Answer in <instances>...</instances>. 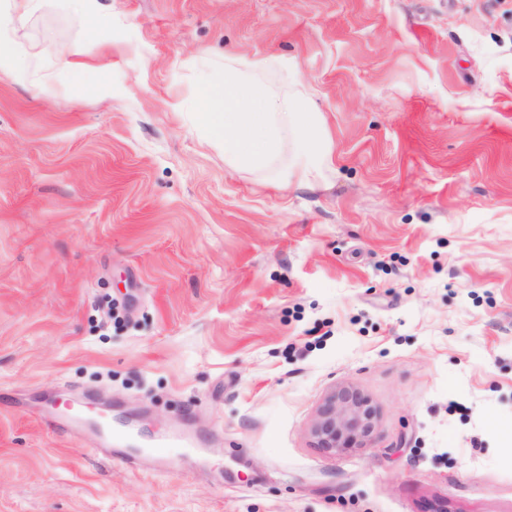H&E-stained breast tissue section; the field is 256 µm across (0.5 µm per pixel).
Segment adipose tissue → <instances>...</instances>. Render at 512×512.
I'll return each mask as SVG.
<instances>
[{"mask_svg": "<svg viewBox=\"0 0 512 512\" xmlns=\"http://www.w3.org/2000/svg\"><path fill=\"white\" fill-rule=\"evenodd\" d=\"M47 3L48 0H0V73L30 85L42 97L53 93L61 82L74 93H84L98 77L93 66L68 61L59 69L35 70L26 60L23 24Z\"/></svg>", "mask_w": 512, "mask_h": 512, "instance_id": "1", "label": "adipose tissue"}]
</instances>
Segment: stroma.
Masks as SVG:
<instances>
[{
	"label": "stroma",
	"mask_w": 512,
	"mask_h": 512,
	"mask_svg": "<svg viewBox=\"0 0 512 512\" xmlns=\"http://www.w3.org/2000/svg\"><path fill=\"white\" fill-rule=\"evenodd\" d=\"M65 0L0 74V512H512V0ZM279 55L323 112L315 190L191 120L203 63ZM343 384L369 447L312 425ZM94 401L156 464L39 415ZM49 0L0 1V73L13 76L30 85L41 97L54 92L56 84L63 82L72 92L82 94L98 77L93 66L68 61L61 69H31L25 55L23 24L31 15L47 6ZM378 412L370 400L351 387L334 389L318 410L312 433L319 448L338 455L369 447Z\"/></svg>",
	"instance_id": "stroma-1"
}]
</instances>
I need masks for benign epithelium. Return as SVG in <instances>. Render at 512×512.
<instances>
[{
  "instance_id": "1",
  "label": "benign epithelium",
  "mask_w": 512,
  "mask_h": 512,
  "mask_svg": "<svg viewBox=\"0 0 512 512\" xmlns=\"http://www.w3.org/2000/svg\"><path fill=\"white\" fill-rule=\"evenodd\" d=\"M378 412L370 400L351 387L333 390L318 410L312 433L318 447L338 455L369 447Z\"/></svg>"
}]
</instances>
